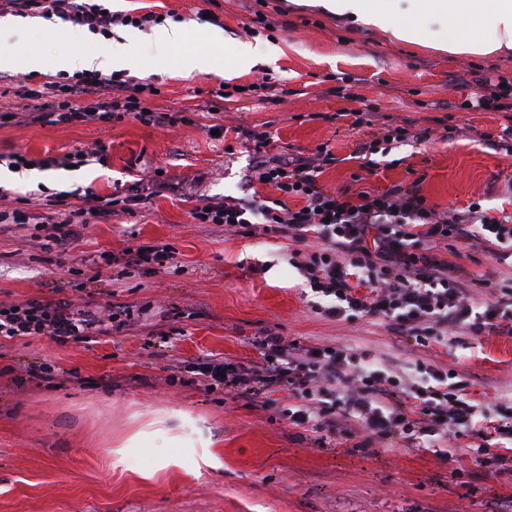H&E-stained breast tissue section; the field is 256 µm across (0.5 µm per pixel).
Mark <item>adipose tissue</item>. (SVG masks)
Here are the masks:
<instances>
[{"mask_svg": "<svg viewBox=\"0 0 512 512\" xmlns=\"http://www.w3.org/2000/svg\"><path fill=\"white\" fill-rule=\"evenodd\" d=\"M318 6L358 28H371L396 40L419 44L432 26L442 30L436 49L452 55L512 54V0H316ZM138 39L128 33L120 41L86 45L69 54L45 58L31 55L39 71L69 75L109 72L135 56Z\"/></svg>", "mask_w": 512, "mask_h": 512, "instance_id": "adipose-tissue-1", "label": "adipose tissue"}]
</instances>
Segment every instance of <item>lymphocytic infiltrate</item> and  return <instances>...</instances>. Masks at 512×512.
Here are the masks:
<instances>
[{"label":"lymphocytic infiltrate","mask_w":512,"mask_h":512,"mask_svg":"<svg viewBox=\"0 0 512 512\" xmlns=\"http://www.w3.org/2000/svg\"><path fill=\"white\" fill-rule=\"evenodd\" d=\"M95 34L108 35L114 24L146 26L160 17L108 14L100 0H0ZM151 85H139L115 72L96 71L70 77L44 78L28 96L44 104L27 113L29 124H84L132 118L158 128L186 123L184 111L155 112L146 106ZM84 104H77V97ZM242 144L258 160L248 172L247 186L265 182L273 197L252 195L233 203L198 205L191 216L198 224H221L226 230L249 226L257 236L296 242L291 255L317 298L319 314L332 319L364 318L382 321L395 335L413 338L416 345L443 343L457 330L478 336L512 334V284L500 286L493 300L481 302L469 294L466 281L455 275L447 260L437 256L448 242L472 240L484 245L496 260L512 258V214L496 216L479 203L440 210L428 203L418 183L396 184L381 191L356 193L330 190L318 178L338 159L331 148L319 146L311 155L275 152L267 131L236 126ZM108 148L75 149L30 160L23 151L0 153L6 166L61 168L103 159ZM78 199L68 218L51 223L43 248L67 252L82 237L93 218L106 219L116 210H129L140 201L137 185L104 195L93 187L49 194L47 206ZM297 199L289 207V199ZM130 308L112 307L108 316L97 309L63 300H32L0 306V337L50 336L64 343L103 333L106 323L126 326ZM262 359L252 366L204 358L196 373L209 388L250 403L268 406L276 392H289L293 404L282 411L289 425L319 434L331 444L345 428L360 434L361 450L393 440L426 447L432 438L445 441L467 432L478 438L477 461L499 472L512 469V401L499 405L497 421L460 394L450 373L426 368L411 379L395 370L368 364L364 355L332 346L313 348L286 341L264 331L255 341Z\"/></svg>","instance_id":"1"}]
</instances>
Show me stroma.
I'll list each match as a JSON object with an SVG mask.
<instances>
[{
	"instance_id": "1",
	"label": "stroma",
	"mask_w": 512,
	"mask_h": 512,
	"mask_svg": "<svg viewBox=\"0 0 512 512\" xmlns=\"http://www.w3.org/2000/svg\"><path fill=\"white\" fill-rule=\"evenodd\" d=\"M112 7L161 14L189 29L194 45L213 30L224 35L209 48L212 71L186 78L175 69V54L155 51L162 26L141 30L126 72L158 87L147 100L151 109L201 104L216 109L224 127L272 132L295 154L329 145L339 162L320 182L332 189L382 191L416 181L438 209L478 201L512 213L502 195L512 153L497 146L507 121L499 112L461 107L475 90V74L489 70L512 80V54L451 55L346 27L324 9L293 0H114ZM259 11L271 29L253 35ZM87 36L61 22L0 33L22 45L0 68L14 79L0 97V111L13 114L0 121V152L39 158L110 145L105 161L75 170L0 173V209L25 211L45 194L78 186L109 194L115 183L157 169L172 188L93 222L60 265L40 248L38 225L0 226V303L67 299L94 302L103 314L113 304L140 314L133 325L65 343L0 337V512H484L489 499L512 500V474L477 463L478 439L449 441V462L397 443L365 454L356 451L355 436L330 450L314 433L283 421L280 409L291 403L285 393L264 408L197 383L199 360H258L253 339L271 329L409 373L420 361L454 372L466 398L491 412L499 397L512 395V335L463 333L424 348L378 321L317 314L286 240L194 222L199 202L242 197L244 176L257 160L231 133L212 139L202 120L167 129L129 118L26 124L23 114L34 102L18 81L43 79L27 56L69 52ZM264 43L276 46L274 62L225 76V49ZM265 74L279 84L276 95L213 94L221 80L246 86ZM358 110L376 118L355 135L348 115ZM400 125L427 137L400 143L392 166L373 174L352 160L357 141ZM144 242L170 248L151 274L125 264L127 249ZM455 248L450 262L458 275L491 284L512 276V264L484 248L465 240ZM41 363L48 373L30 376ZM141 432L150 434L151 447H131Z\"/></svg>"
}]
</instances>
